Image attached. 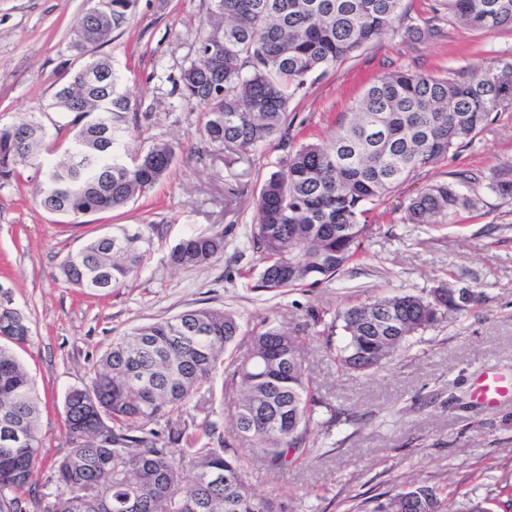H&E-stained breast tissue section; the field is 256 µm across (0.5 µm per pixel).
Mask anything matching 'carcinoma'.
<instances>
[{
    "label": "carcinoma",
    "mask_w": 512,
    "mask_h": 512,
    "mask_svg": "<svg viewBox=\"0 0 512 512\" xmlns=\"http://www.w3.org/2000/svg\"><path fill=\"white\" fill-rule=\"evenodd\" d=\"M99 16L85 15L71 49L88 52L128 25L137 0H100ZM403 0H212L198 35L200 55L181 71L180 95L202 108L201 132L213 147L243 151L276 139L284 156L255 198L254 288L268 292L313 285L336 276L358 254L371 231L366 205L381 200L417 169L470 144L491 113L512 107V60L448 74L394 71L370 85L342 115L331 143L292 145L289 102L315 73L350 58L391 31ZM460 24L477 31L512 27V0H442ZM106 74L91 83L74 71L56 94L73 114L71 144L43 172L38 204L79 219L116 211L150 191L170 170L175 148L166 142L140 154L122 153L130 133V99L106 58L90 57ZM43 127L25 117L0 128V181L40 167ZM479 178L457 174L411 199V224H455L482 204L462 185ZM485 188L512 200V179L486 177ZM151 239L124 227L89 240L60 266L65 282L91 295L122 287L143 263ZM224 255V231L190 234L170 251L177 267ZM441 285L424 297L398 292L348 307L336 315L344 341L326 354L341 372L379 369L409 339L464 307L444 300ZM0 287V506L23 512L17 494L37 483L41 452L40 398L13 346L30 342L26 317ZM324 311L309 307L290 329L266 318L252 349L231 364L226 384L238 391L233 432L276 466L306 445L320 401L308 374L309 330ZM241 335L232 312L189 310L112 338L88 382L70 389L63 404L71 448L52 478L65 488L36 502L38 512H279L271 496L245 483L244 461L228 452L216 423L208 442L174 426L173 417L198 387L224 369V354ZM164 425L153 429L151 425ZM185 443L175 453L170 445ZM15 497L9 498L7 494ZM373 512H488L458 503L435 487L412 485L376 504Z\"/></svg>",
    "instance_id": "1"
}]
</instances>
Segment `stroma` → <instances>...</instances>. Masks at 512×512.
I'll return each mask as SVG.
<instances>
[{"instance_id":"35a3bbf8","label":"stroma","mask_w":512,"mask_h":512,"mask_svg":"<svg viewBox=\"0 0 512 512\" xmlns=\"http://www.w3.org/2000/svg\"><path fill=\"white\" fill-rule=\"evenodd\" d=\"M94 0H0V127L27 116L41 124L45 142L64 150L70 116L55 108L65 74L87 57L70 48L74 28ZM210 0H138L131 23L95 46L130 92L129 154L157 142L176 157L168 174L126 208L83 221L38 206L40 177L25 169L0 182V287L28 318L32 342L19 357L41 398L38 481L22 493L33 500L62 494L52 469L69 447L63 422L66 392L87 381L114 336L133 327L202 307L236 313L242 334L225 354L245 356L253 329L264 319L301 323L308 307L337 312L374 296L407 290L425 295L439 283L476 288L478 300L415 336L377 373L343 374L314 336L308 360L322 406L315 413L307 451L272 467L248 442L234 439L236 396L223 375L203 383L180 422L203 435L218 423L231 449L246 460L252 490L274 497L282 512H371L378 500L418 483L485 501L489 512H512V398L494 406L474 396L485 374L512 377V203L482 191V208L455 224H407L409 200L455 172L484 177L512 162V108L492 114L468 146L415 172L369 213L373 231L362 254L331 280L274 296L248 278L256 255L250 244L253 202L276 171L277 142L243 152L213 148L199 128V108L173 90L195 57L197 35ZM436 18L440 33L421 40L384 35L354 57L315 74L289 105L293 144L331 140L365 88L382 75L409 69L445 73L477 69L512 57V29L475 31L448 21L438 0H403L400 27ZM124 226L152 239L150 254L122 288L103 296L82 293L60 275L66 257L98 236ZM220 230L224 254L211 263L175 268L168 255L192 233Z\"/></svg>"}]
</instances>
